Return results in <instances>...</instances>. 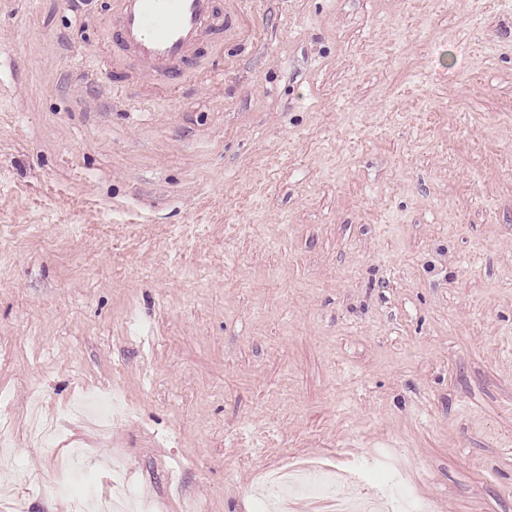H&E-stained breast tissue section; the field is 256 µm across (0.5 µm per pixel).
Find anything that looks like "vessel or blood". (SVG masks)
Listing matches in <instances>:
<instances>
[{
	"label": "vessel or blood",
	"mask_w": 512,
	"mask_h": 512,
	"mask_svg": "<svg viewBox=\"0 0 512 512\" xmlns=\"http://www.w3.org/2000/svg\"><path fill=\"white\" fill-rule=\"evenodd\" d=\"M108 39L123 53L117 66L133 64L155 85L177 84L202 52L204 33L224 32L218 0H116Z\"/></svg>",
	"instance_id": "b4317fda"
}]
</instances>
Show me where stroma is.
<instances>
[{
	"instance_id": "35a3bbf8",
	"label": "stroma",
	"mask_w": 512,
	"mask_h": 512,
	"mask_svg": "<svg viewBox=\"0 0 512 512\" xmlns=\"http://www.w3.org/2000/svg\"><path fill=\"white\" fill-rule=\"evenodd\" d=\"M112 2L0 0V512H72L34 484L73 443L157 512L307 460L512 512V0H222L101 103ZM112 389L106 436L66 416ZM10 400L2 393L0 394V467L4 465L9 470L15 472L16 457L14 448L10 441L4 436L9 430L11 423V415L9 412ZM129 464L123 458L115 457L110 465V488L113 500H127L133 494L129 483Z\"/></svg>"
}]
</instances>
